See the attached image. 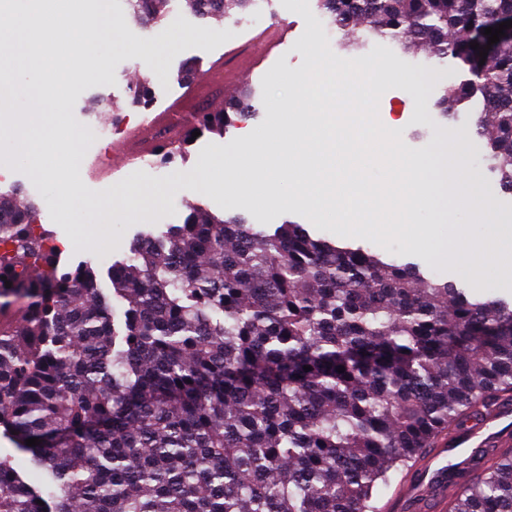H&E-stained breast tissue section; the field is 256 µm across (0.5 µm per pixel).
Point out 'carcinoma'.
<instances>
[{
    "label": "carcinoma",
    "mask_w": 512,
    "mask_h": 512,
    "mask_svg": "<svg viewBox=\"0 0 512 512\" xmlns=\"http://www.w3.org/2000/svg\"><path fill=\"white\" fill-rule=\"evenodd\" d=\"M168 2L126 0L141 20ZM259 2L190 0L222 18ZM321 9L356 46L365 28L469 74L446 89L443 114L484 93L476 134L512 191V40L482 66L470 47L512 0ZM252 101L204 113L197 129L224 133ZM57 252L34 206L0 193V314L25 308L0 326V428L29 463L0 458V512H380L390 474L512 401V298L477 299L414 261L194 206L112 265L109 295L88 263L57 274ZM476 463L448 512H512V448Z\"/></svg>",
    "instance_id": "cac0c4a2"
}]
</instances>
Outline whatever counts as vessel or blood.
<instances>
[{
	"label": "vessel or blood",
	"instance_id": "obj_1",
	"mask_svg": "<svg viewBox=\"0 0 512 512\" xmlns=\"http://www.w3.org/2000/svg\"><path fill=\"white\" fill-rule=\"evenodd\" d=\"M287 27L267 32L257 43L251 44L239 67L225 71L223 59H215L208 70L163 111L153 113L145 125L133 133L128 144L118 150L119 162L128 166L153 156L163 142L178 138L193 117L196 100L214 84L232 87L260 67L271 52L283 44ZM512 446V403L501 402L473 428L450 438L441 439L438 447L430 449L423 465L403 496L392 502V512H443L448 500V466L450 457L467 456L474 448H507Z\"/></svg>",
	"mask_w": 512,
	"mask_h": 512
}]
</instances>
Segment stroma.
I'll return each instance as SVG.
<instances>
[{"label":"stroma","instance_id":"obj_1","mask_svg":"<svg viewBox=\"0 0 512 512\" xmlns=\"http://www.w3.org/2000/svg\"><path fill=\"white\" fill-rule=\"evenodd\" d=\"M112 21V42L102 72L91 75L80 62L71 65L65 124L76 147L75 161L62 158L55 141L46 139L41 144L43 158L49 164L61 169L75 164L82 197L100 206L95 223H81L77 214L63 209L56 179L35 174L21 152L14 151L5 178L0 181V193L19 192L22 201L34 205L36 223L52 230L55 240L62 243V251L54 258L58 270H72L91 262L103 289L111 286L108 268L126 258L136 238L146 233L157 236L170 226L183 224L190 205L218 215H240L248 223L266 227L287 219L300 220L302 205L258 207L244 198L229 201L221 192L203 190L193 178L192 170L200 159H220L233 150L241 132L237 125L221 135L207 132L196 137L168 161L155 156L147 165L128 166L101 179L90 176L91 169L109 167L113 140L144 124L150 112L163 109L181 95L187 83L186 67L202 73L215 56L245 45L254 34L274 26L289 29L287 43L240 83L241 88L254 94L258 114L248 120L252 127H268L285 103L298 98L292 78L308 68L324 40L335 55L343 58L362 62L371 53L383 56L374 84L382 92L379 118L384 123L395 120V129L413 157L437 153L456 131L475 130L484 110L483 98L478 95L462 106L456 118L443 117L437 102L445 87L463 77L453 63L403 53L394 42L376 35L361 48H352L345 31L327 34L319 0H260L258 7L240 21L203 18L194 12L189 0H170L164 17L151 23L131 19L125 0H112ZM145 47L156 48V55H142ZM144 79L149 82V93L146 102L139 104L134 102L130 89ZM88 122L107 128L110 139L85 135L83 126ZM489 154L486 141L475 139L471 164L493 199L492 217L497 223L512 225V193L501 189L497 173L490 168ZM130 185L148 196L147 204L124 214L104 208L105 199ZM419 225L428 233L426 246L406 250L394 242L388 247L390 256L417 262L437 279L478 295H512V279L503 271L489 269L485 279L478 282L460 274L439 250L440 242L456 243L458 229L479 236V225L469 223L465 213L451 207L441 213L426 210L419 217Z\"/></svg>","mask_w":512,"mask_h":512}]
</instances>
